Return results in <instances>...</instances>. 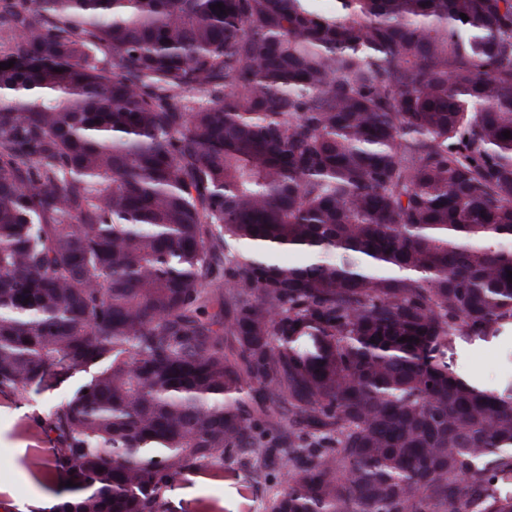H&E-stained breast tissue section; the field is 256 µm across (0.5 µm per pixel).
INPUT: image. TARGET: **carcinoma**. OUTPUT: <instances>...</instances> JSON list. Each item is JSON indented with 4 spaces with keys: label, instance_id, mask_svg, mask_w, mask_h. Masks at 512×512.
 I'll return each instance as SVG.
<instances>
[{
    "label": "carcinoma",
    "instance_id": "1",
    "mask_svg": "<svg viewBox=\"0 0 512 512\" xmlns=\"http://www.w3.org/2000/svg\"><path fill=\"white\" fill-rule=\"evenodd\" d=\"M315 2L0 0V392L89 374L48 512L226 459L270 512H512V376L448 362L512 324V0Z\"/></svg>",
    "mask_w": 512,
    "mask_h": 512
}]
</instances>
